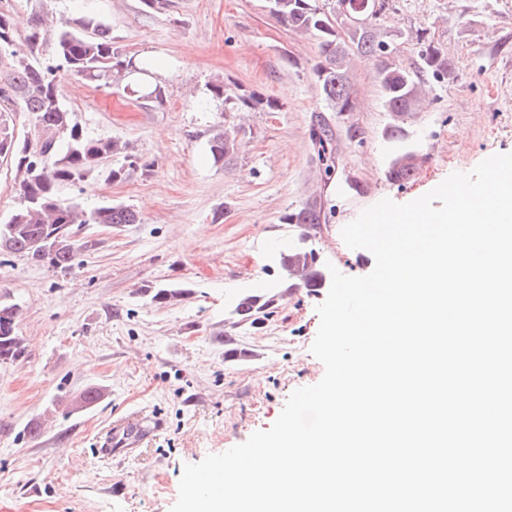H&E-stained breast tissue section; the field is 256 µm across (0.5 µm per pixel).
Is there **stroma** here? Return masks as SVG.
Segmentation results:
<instances>
[{
	"instance_id": "1",
	"label": "stroma",
	"mask_w": 512,
	"mask_h": 512,
	"mask_svg": "<svg viewBox=\"0 0 512 512\" xmlns=\"http://www.w3.org/2000/svg\"><path fill=\"white\" fill-rule=\"evenodd\" d=\"M388 29H426L456 63L454 82L426 80V103L406 128L427 160L403 184L388 182L391 146L372 58L357 57L356 109L326 106L312 74L315 38L274 18L267 0H170L154 13L142 0H0L19 34L35 15L103 21L127 55L154 60L166 91L157 106L123 91L63 79L65 102L93 136L127 144L151 171L110 182L98 172L62 188L85 209L132 206L136 224L85 225L75 267L60 271L0 254V293L20 304L26 354L0 362V512H170L185 464L270 428L289 395L318 383L310 351L319 298L287 290L274 261L299 234L283 217L314 200L321 263L347 276L375 265L348 248L342 228L388 198L406 203L487 156L512 153V0H396ZM275 100L276 111L239 112L210 100L215 80ZM324 121L336 141L326 178L310 138ZM243 124L234 160L205 155L212 129ZM358 138H351V130ZM224 219L213 222L214 210ZM185 294L151 301L149 286ZM279 294L262 324L236 323L234 300ZM101 399L67 411L86 388ZM145 410L154 433L129 457L96 455L112 420ZM41 424L38 436L27 432Z\"/></svg>"
}]
</instances>
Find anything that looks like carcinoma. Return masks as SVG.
I'll return each instance as SVG.
<instances>
[{
    "instance_id": "cac0c4a2",
    "label": "carcinoma",
    "mask_w": 512,
    "mask_h": 512,
    "mask_svg": "<svg viewBox=\"0 0 512 512\" xmlns=\"http://www.w3.org/2000/svg\"><path fill=\"white\" fill-rule=\"evenodd\" d=\"M270 13L289 28L315 37L318 61L312 73L328 107L338 113L356 108L350 82V60L356 54L376 61L374 78L384 109L391 121L384 138L392 146L385 176L392 183L411 180L425 157L411 144L406 119L417 110L421 84L429 76L438 83L456 78V64L427 30H418L411 38L401 30H386L382 21L394 12L393 0H269ZM367 20L364 26H344L343 12ZM43 18L36 16L24 37L27 51L15 49L17 34L9 13L0 10V59L9 62V74L0 81V101L20 102L31 115L29 130L18 136L9 113L0 110V159L8 160L19 177L20 203L7 219L0 222V253L24 257L32 263L69 270L75 265L79 247L76 241L55 245L57 233L70 235L87 224H137L138 212L127 205H104L86 210L72 199L61 196L60 188L85 181L100 169L104 160L123 156V163L109 171L114 181L124 180L129 171L147 169L154 163L142 162L118 142L89 136L74 119L63 101L61 77L70 76L97 87H117L161 106L165 102L162 85L153 80L151 64L125 55L114 46L110 28L90 17H81L61 27L52 44L51 62L38 59L44 43ZM411 41L415 62L405 65L397 60L401 41ZM211 98L237 105L240 110H274V100L238 86L217 80L209 87ZM242 128L220 125L207 142L210 159L222 166L233 159L240 146ZM319 161L326 179L335 172L336 152L333 133L322 123L311 129ZM286 224L300 228L297 241L275 256L288 288H304L317 294L318 269L312 263L314 247L310 230L321 223V206L308 201L283 217ZM151 300L178 299L185 290L158 287ZM280 295L246 294L235 303L232 313L240 323L254 325L273 313ZM19 305L0 298V361H17L25 354V345L16 332Z\"/></svg>"
}]
</instances>
